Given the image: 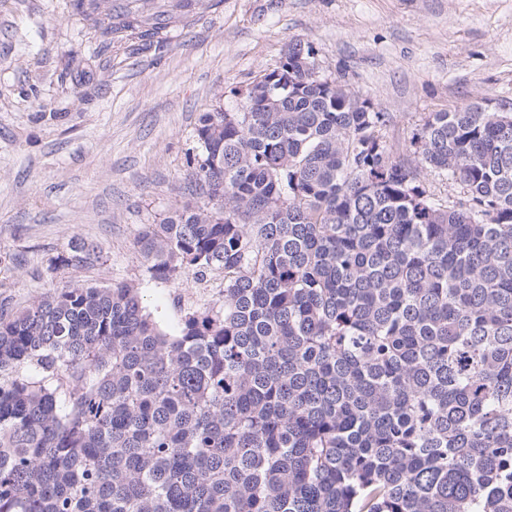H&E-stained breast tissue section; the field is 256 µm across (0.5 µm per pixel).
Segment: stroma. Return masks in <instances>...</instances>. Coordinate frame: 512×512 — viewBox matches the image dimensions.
Returning a JSON list of instances; mask_svg holds the SVG:
<instances>
[{"instance_id":"stroma-1","label":"stroma","mask_w":512,"mask_h":512,"mask_svg":"<svg viewBox=\"0 0 512 512\" xmlns=\"http://www.w3.org/2000/svg\"><path fill=\"white\" fill-rule=\"evenodd\" d=\"M130 0L170 17L153 35L107 41L73 0H0V297L23 304L64 283H131L177 330L224 281L157 282L134 245L188 199L202 113L237 105L289 40L320 71L393 119L397 157L432 112L474 101L512 113V0ZM78 239L91 267L50 270Z\"/></svg>"}]
</instances>
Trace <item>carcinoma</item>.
<instances>
[{
  "label": "carcinoma",
  "instance_id": "carcinoma-1",
  "mask_svg": "<svg viewBox=\"0 0 512 512\" xmlns=\"http://www.w3.org/2000/svg\"><path fill=\"white\" fill-rule=\"evenodd\" d=\"M75 7L108 40L152 20ZM252 90L135 237L222 300L171 334L130 283L0 299V512H512V113L432 112L400 159L307 42Z\"/></svg>",
  "mask_w": 512,
  "mask_h": 512
}]
</instances>
